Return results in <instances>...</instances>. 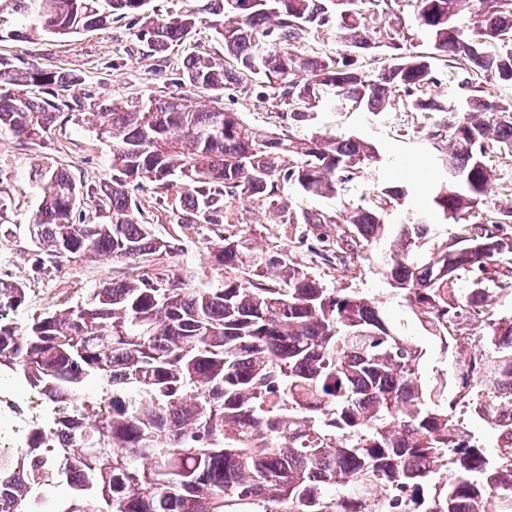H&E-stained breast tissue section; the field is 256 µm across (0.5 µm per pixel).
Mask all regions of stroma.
I'll use <instances>...</instances> for the list:
<instances>
[{"instance_id": "1", "label": "stroma", "mask_w": 512, "mask_h": 512, "mask_svg": "<svg viewBox=\"0 0 512 512\" xmlns=\"http://www.w3.org/2000/svg\"><path fill=\"white\" fill-rule=\"evenodd\" d=\"M135 32L129 20L121 19L108 28L64 39L33 36L0 40V56L17 63L34 57L46 66L76 74L80 80L76 94L83 101L80 115H62L40 143H26L0 130V196L9 202L0 222L13 229L12 236L0 238V278L27 283V305L17 314L19 324H26L33 314L76 301L100 283L117 277L121 269L120 264L103 258H77L63 262V274L30 280L35 245L29 224L41 202L40 189L32 178L34 161L41 159L62 167L88 184L111 178V150L97 138L94 129L93 114L98 105L115 98L138 101L178 93L182 63L187 57L224 51L213 29L202 21L184 42L168 51L169 65L161 69L157 66V55L136 38ZM220 105L239 113L242 121L254 129H268L278 123L271 102L259 99L253 92L225 91ZM433 127V122L421 113L406 111L398 105L378 115L361 110L320 111L306 130L344 132L373 142L382 161L369 169L367 177L379 178L391 186L405 181L414 183L416 193L408 205L421 208L427 206L431 190L443 173L429 136ZM367 177L345 183L340 195L331 200L307 197L291 188L281 191L280 201L274 206L259 200H229L224 204L222 223L202 225L178 223L175 213L181 208L180 187L164 190L156 184L143 183L133 188L132 197L155 235L170 241L173 251L155 262L143 263L141 270L153 274L163 267L196 266L201 264L208 247L218 244L221 238L235 233L249 236L266 251L306 266L326 287H345L374 298L390 323L423 349L422 382L434 383L439 373H446L448 395L457 397L475 385L474 380L462 378L460 363L482 344L481 320L462 313L447 343H440L428 331L426 322L391 288L384 274L388 239L374 242L362 256L334 270L317 257L318 243L305 225L288 221L289 216L305 212L332 218L351 207L373 205L374 199L366 189Z\"/></svg>"}]
</instances>
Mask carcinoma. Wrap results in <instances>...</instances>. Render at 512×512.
Listing matches in <instances>:
<instances>
[{
    "mask_svg": "<svg viewBox=\"0 0 512 512\" xmlns=\"http://www.w3.org/2000/svg\"><path fill=\"white\" fill-rule=\"evenodd\" d=\"M145 2L0 0V26L31 19L33 33L57 38L130 18L137 39L163 54L205 19L224 56L186 58L182 84L216 97L243 83L268 90L288 130L254 132L238 113L197 110L181 94L114 100L93 113L112 150V181L86 185L35 165L42 201L30 224L32 277L56 269L45 255L104 257L127 271L23 327L14 315L26 286L0 279V373L51 403L84 401L57 433L30 429L23 465L0 466V512H42L37 492L57 487L67 489L58 512H492L493 493L512 503V320L490 318L494 288L512 279V188L505 204L489 202L496 161L512 158V100L492 91L512 83V0H418L416 26L434 55L448 73L468 74L466 94L449 106L429 95L438 78L424 55L399 54L377 70L360 65V53L408 41L386 21L401 0H252L246 11L196 0L197 8L156 20L141 15ZM475 3L473 24L459 25ZM329 27L343 50H303L307 34ZM77 85L61 68H18L0 57V130L42 140L74 110L78 99L67 92ZM398 99L410 111L454 114L448 134L431 132L453 176L433 190L431 214L404 213L386 277L445 348L462 310L486 319L485 348L466 371L480 387L461 399L496 430L494 458L448 415L447 377L424 386L423 350L363 293L327 288L243 235L211 247L201 266L135 273L138 260L172 246L135 217L130 185H183L186 220L196 224L220 223L226 197L273 205L290 186L333 199L378 152L354 135L305 137L299 128L323 103L379 113ZM368 190L384 205L336 220L303 214L312 228L336 225V248L319 251L326 264L382 238L384 206L411 195L371 181ZM88 198L95 207L85 215ZM431 215L459 233L426 247L437 234ZM206 266L224 270V283L206 286ZM461 276L470 283L464 292L454 288Z\"/></svg>",
    "mask_w": 512,
    "mask_h": 512,
    "instance_id": "carcinoma-1",
    "label": "carcinoma"
}]
</instances>
